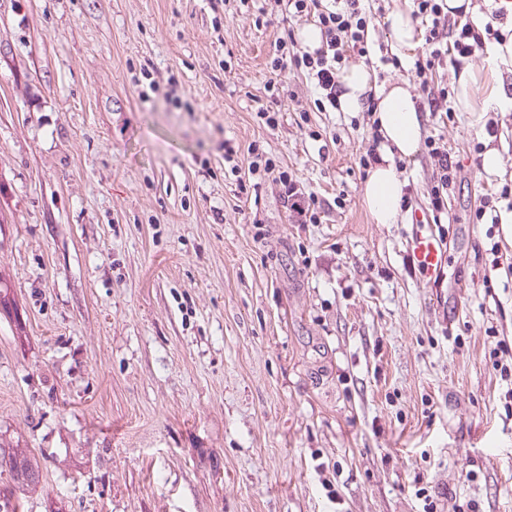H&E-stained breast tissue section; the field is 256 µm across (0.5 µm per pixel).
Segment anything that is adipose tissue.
<instances>
[{"label":"adipose tissue","mask_w":512,"mask_h":512,"mask_svg":"<svg viewBox=\"0 0 512 512\" xmlns=\"http://www.w3.org/2000/svg\"><path fill=\"white\" fill-rule=\"evenodd\" d=\"M512 67V36L490 47V68L483 80H476L470 69H463L457 80L456 107L479 114L490 109L512 112V97L499 87L505 67ZM375 96L373 119L381 138L380 162L373 168L364 186V200L372 218L379 224L397 223L401 213L404 182L394 158H413L420 149L426 118L412 98L408 84L390 80L373 87L370 72L357 67L341 77L339 108L360 112L368 96Z\"/></svg>","instance_id":"ef3b65f1"}]
</instances>
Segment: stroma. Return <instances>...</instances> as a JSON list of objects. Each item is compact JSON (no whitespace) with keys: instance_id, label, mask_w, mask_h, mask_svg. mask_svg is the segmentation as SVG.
I'll return each mask as SVG.
<instances>
[{"instance_id":"obj_1","label":"stroma","mask_w":512,"mask_h":512,"mask_svg":"<svg viewBox=\"0 0 512 512\" xmlns=\"http://www.w3.org/2000/svg\"><path fill=\"white\" fill-rule=\"evenodd\" d=\"M404 2L363 0L369 55L342 68L423 108V49L384 23ZM302 27L283 0H0V446L40 468L23 512H512V239L476 219L512 210V112L427 116L461 172L426 287L405 250L427 148L378 224L368 112L317 110L285 70L276 126L256 115ZM490 147L498 177L474 170ZM273 182L277 186V192L283 201V206L289 211L298 224H314L317 222L315 206L317 198L312 193H306L300 182L287 174L279 173Z\"/></svg>"}]
</instances>
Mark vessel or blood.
Segmentation results:
<instances>
[{"label": "vessel or blood", "mask_w": 512, "mask_h": 512, "mask_svg": "<svg viewBox=\"0 0 512 512\" xmlns=\"http://www.w3.org/2000/svg\"><path fill=\"white\" fill-rule=\"evenodd\" d=\"M411 223L415 232L407 244L408 263L426 284H434L448 263V250L433 231L432 218L425 206H418L412 211Z\"/></svg>", "instance_id": "vessel-or-blood-1"}]
</instances>
